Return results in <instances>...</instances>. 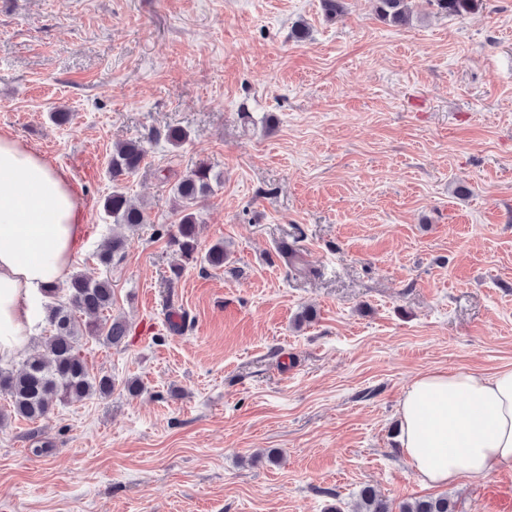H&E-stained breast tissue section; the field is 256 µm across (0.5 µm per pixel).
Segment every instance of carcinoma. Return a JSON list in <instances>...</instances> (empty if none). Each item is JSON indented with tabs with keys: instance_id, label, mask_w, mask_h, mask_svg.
<instances>
[{
	"instance_id": "obj_1",
	"label": "carcinoma",
	"mask_w": 512,
	"mask_h": 512,
	"mask_svg": "<svg viewBox=\"0 0 512 512\" xmlns=\"http://www.w3.org/2000/svg\"><path fill=\"white\" fill-rule=\"evenodd\" d=\"M375 11L385 22L405 26L411 21L408 0H373ZM437 12L463 17L483 7V0H429ZM147 150L139 141L120 143L112 149L110 173L112 193L105 198L103 208L112 217V224L135 231L148 220L146 212L133 205L121 181L137 172L145 163ZM212 169L199 166L182 177L172 187L175 200V230L166 231L168 245L177 257L171 267L180 277L190 265L224 266L227 250L218 241L207 250L199 248L197 240L200 200L212 190ZM127 238L114 234L97 254L100 265L108 267L121 257ZM50 302L44 305L45 320L50 334L41 337V350L28 356L16 371L0 367V394L8 399V413L0 419L14 416L36 422L49 415L56 406L80 402L92 396L112 394L115 382L108 375L90 371L83 349L89 339L118 346L129 333V325L121 317L103 323L100 315L112 308V282L107 278L90 280L82 273L70 276L64 287L45 290ZM355 512H456V502L446 494L403 501L394 507L377 491L366 486L358 493Z\"/></svg>"
}]
</instances>
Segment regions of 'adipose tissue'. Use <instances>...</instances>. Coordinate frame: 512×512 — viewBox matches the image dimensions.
<instances>
[{"label": "adipose tissue", "mask_w": 512, "mask_h": 512, "mask_svg": "<svg viewBox=\"0 0 512 512\" xmlns=\"http://www.w3.org/2000/svg\"><path fill=\"white\" fill-rule=\"evenodd\" d=\"M85 224L66 174L0 132L1 365L35 335L45 289L70 277ZM397 414L400 446L423 483L512 466V367L426 372L405 390Z\"/></svg>", "instance_id": "ef3b65f1"}]
</instances>
